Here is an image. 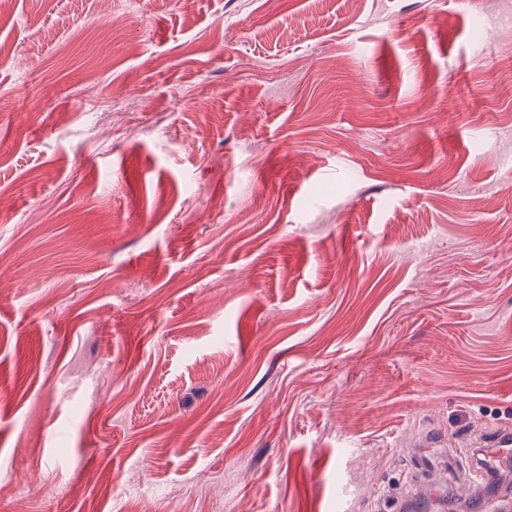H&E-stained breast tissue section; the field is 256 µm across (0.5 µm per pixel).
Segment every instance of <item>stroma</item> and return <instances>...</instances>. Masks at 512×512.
Returning <instances> with one entry per match:
<instances>
[{"label":"stroma","mask_w":512,"mask_h":512,"mask_svg":"<svg viewBox=\"0 0 512 512\" xmlns=\"http://www.w3.org/2000/svg\"><path fill=\"white\" fill-rule=\"evenodd\" d=\"M0 43V512H397L408 437L512 427V0Z\"/></svg>","instance_id":"obj_1"}]
</instances>
